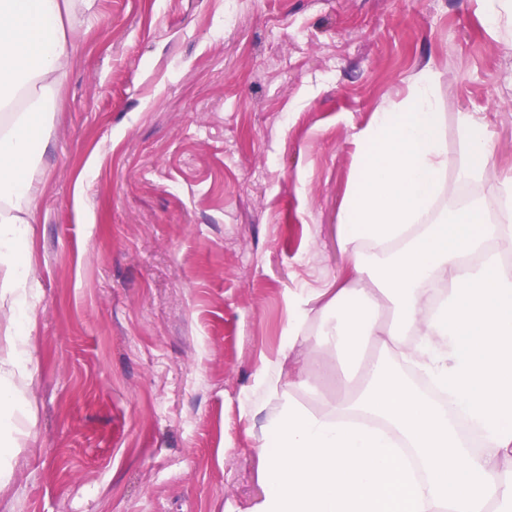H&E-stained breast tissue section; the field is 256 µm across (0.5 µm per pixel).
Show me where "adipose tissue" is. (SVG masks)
Listing matches in <instances>:
<instances>
[{"label":"adipose tissue","instance_id":"obj_1","mask_svg":"<svg viewBox=\"0 0 512 512\" xmlns=\"http://www.w3.org/2000/svg\"><path fill=\"white\" fill-rule=\"evenodd\" d=\"M77 0H0V312L25 303L22 259L37 206L27 173L70 67ZM423 69L407 98L383 103L359 136L339 215L346 285L320 305L288 304L287 334L254 378L264 401L256 454L264 487L247 512H485L512 503V177L494 199L437 218L448 151ZM458 176L487 167L484 121L466 114ZM496 212L490 223L488 212ZM317 335H309V327ZM347 358L355 381L325 399L306 349ZM411 449L427 478L406 470Z\"/></svg>","mask_w":512,"mask_h":512}]
</instances>
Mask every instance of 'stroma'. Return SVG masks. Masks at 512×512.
Masks as SVG:
<instances>
[{
	"label": "stroma",
	"mask_w": 512,
	"mask_h": 512,
	"mask_svg": "<svg viewBox=\"0 0 512 512\" xmlns=\"http://www.w3.org/2000/svg\"><path fill=\"white\" fill-rule=\"evenodd\" d=\"M23 259L35 315L0 512H246L263 484L245 411L290 296L347 276L338 221L357 136L425 66L446 215L512 175V51L479 0H93ZM493 152L460 181L459 118Z\"/></svg>",
	"instance_id": "obj_1"
}]
</instances>
